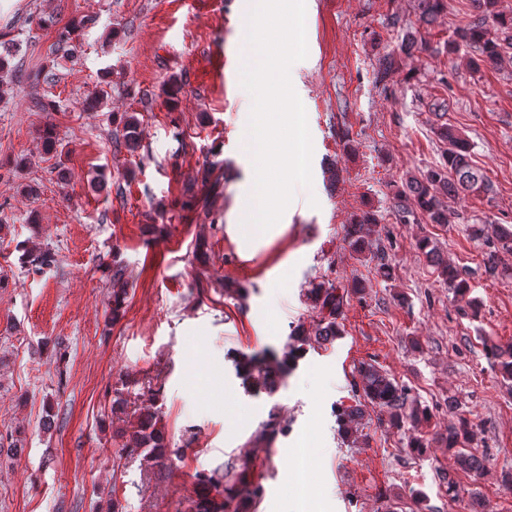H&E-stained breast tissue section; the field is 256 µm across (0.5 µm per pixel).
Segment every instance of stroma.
I'll return each instance as SVG.
<instances>
[{"label":"stroma","mask_w":512,"mask_h":512,"mask_svg":"<svg viewBox=\"0 0 512 512\" xmlns=\"http://www.w3.org/2000/svg\"><path fill=\"white\" fill-rule=\"evenodd\" d=\"M473 12V0H448L428 28L415 0H308V56L290 78L312 137V185L295 188L283 233L249 253L227 231L254 175L241 151L251 102L238 0H0V36L20 45L0 73V512H186L196 473L218 469L261 485L249 512H464L472 499L512 512V383L486 353L512 348V254L487 273L471 231L487 219L512 227V63L475 72L473 49L447 57ZM75 19L86 25L60 52ZM408 31L425 45L410 56ZM388 55L399 69L382 86ZM95 92L102 104L83 109ZM442 98L451 105L439 115ZM125 112L140 119L133 153L114 145L112 118ZM49 122L50 154L38 135ZM444 122L467 136L493 191L450 201V223H398L393 186L441 162ZM191 195L198 206L183 209ZM370 209L386 278L346 236ZM424 236L469 281L477 316L459 313L417 250ZM21 241L51 250L54 264L22 265ZM115 259L128 279L117 321ZM324 278L365 285L343 309L342 336L308 340L274 394L246 391L236 359L282 354L314 319L307 290ZM228 281L245 295L225 293ZM363 362L394 376L428 420L396 428L360 400ZM356 403L352 445L334 409ZM154 410L171 454L149 468L121 456L119 433ZM273 414L285 433L269 445L260 430ZM461 416L486 457L478 475L435 441ZM414 437L432 442L424 458L408 449ZM292 473L301 479L285 488Z\"/></svg>","instance_id":"35a3bbf8"}]
</instances>
